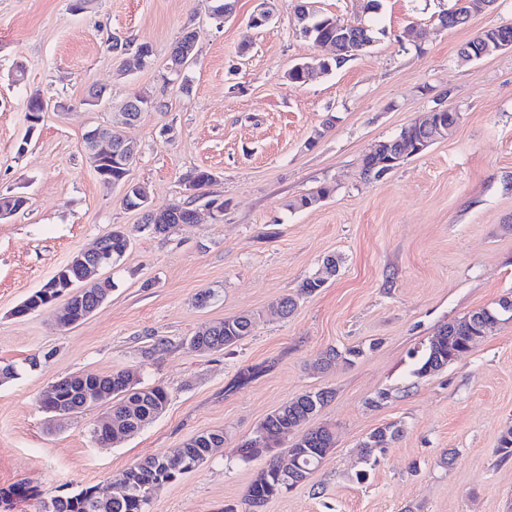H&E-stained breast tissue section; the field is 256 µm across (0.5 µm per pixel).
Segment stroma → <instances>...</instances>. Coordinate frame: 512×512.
<instances>
[{
  "label": "stroma",
  "mask_w": 512,
  "mask_h": 512,
  "mask_svg": "<svg viewBox=\"0 0 512 512\" xmlns=\"http://www.w3.org/2000/svg\"><path fill=\"white\" fill-rule=\"evenodd\" d=\"M348 25L369 24L374 41L342 68L289 81L297 63L321 56L279 4L260 28L258 0H235L223 24L210 0H0V192L26 199L0 220V364L46 355L0 383V489L26 483L42 499L98 487L148 455H169L193 434L221 429L223 448L196 470L158 489L151 512H248L246 491L268 458L245 461L238 443L267 414L310 389L333 396L313 426L336 429V448L305 483L262 512H512V458L500 440L512 429V321L443 371L411 375V355L443 324L512 295V49L464 63L460 48L485 27L512 23V0L472 8L446 30L439 17L455 0H315ZM196 33L190 93L164 79L183 28ZM111 35L149 43L137 66L115 59ZM25 81L15 84V63ZM104 89L101 106L82 103ZM163 106L123 133L140 154L129 172L154 207L193 202L199 219L166 235L141 229L120 187L104 184L83 150L85 133L111 120L130 96ZM49 104L30 124L26 102ZM445 106L455 132L379 179L361 175L372 144ZM216 176L209 196L224 202L213 220L182 176ZM328 183L320 205L288 204ZM122 226L131 246L112 269L111 296L72 329L45 307H16L71 256ZM335 257V275L303 295L304 280ZM205 289L215 296L199 305ZM297 299L288 317L275 301ZM258 313L251 336L219 353L186 345L202 328ZM165 352L147 356L155 339ZM365 349L354 364L313 368L328 348ZM255 377L239 383L241 373ZM139 372L164 384L162 415L122 443L89 435L90 410L57 424L43 394L72 373ZM388 392L377 402L379 392ZM395 425L365 481L360 443Z\"/></svg>",
  "instance_id": "stroma-1"
}]
</instances>
